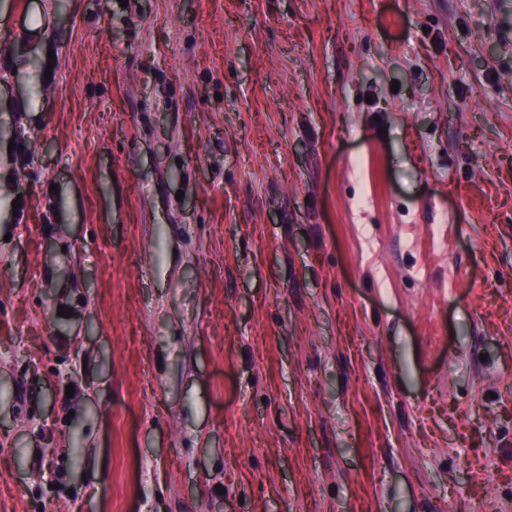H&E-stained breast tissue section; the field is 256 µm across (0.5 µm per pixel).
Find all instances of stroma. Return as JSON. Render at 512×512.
Segmentation results:
<instances>
[{
  "label": "stroma",
  "instance_id": "obj_1",
  "mask_svg": "<svg viewBox=\"0 0 512 512\" xmlns=\"http://www.w3.org/2000/svg\"><path fill=\"white\" fill-rule=\"evenodd\" d=\"M0 512H512V0H0Z\"/></svg>",
  "mask_w": 512,
  "mask_h": 512
}]
</instances>
